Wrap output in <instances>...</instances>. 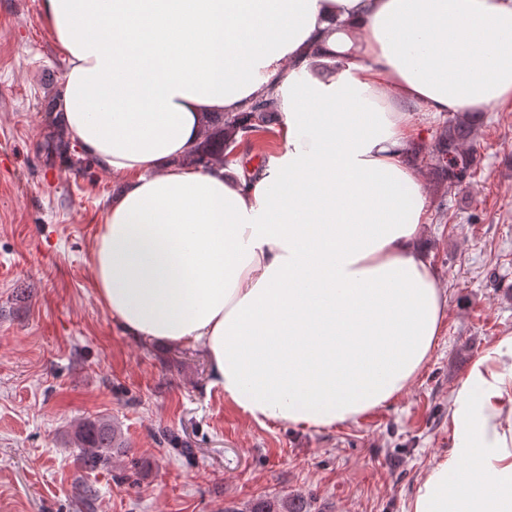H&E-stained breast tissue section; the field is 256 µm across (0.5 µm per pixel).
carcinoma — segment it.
<instances>
[{
  "mask_svg": "<svg viewBox=\"0 0 512 512\" xmlns=\"http://www.w3.org/2000/svg\"><path fill=\"white\" fill-rule=\"evenodd\" d=\"M278 113L271 99L252 104L237 117L228 118L219 113L207 122L206 135L190 154L189 162L198 168H208L224 162L230 149L247 142L248 131L256 127L266 128ZM477 126L475 115L448 117L431 147L435 159V171L448 187L460 188L470 183L477 166V153L472 139ZM46 160L74 149L68 134L58 126H48L40 145ZM72 442L78 448L82 468L90 471L108 470L112 467V455L126 452L121 429L111 420L99 417L81 422L75 429ZM250 512H307L303 504H275L270 501L255 503Z\"/></svg>",
  "mask_w": 512,
  "mask_h": 512,
  "instance_id": "cac0c4a2",
  "label": "carcinoma"
}]
</instances>
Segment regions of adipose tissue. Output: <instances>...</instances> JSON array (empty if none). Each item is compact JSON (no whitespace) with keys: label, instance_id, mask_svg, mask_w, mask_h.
Instances as JSON below:
<instances>
[{"label":"adipose tissue","instance_id":"1","mask_svg":"<svg viewBox=\"0 0 512 512\" xmlns=\"http://www.w3.org/2000/svg\"><path fill=\"white\" fill-rule=\"evenodd\" d=\"M60 122L123 187L93 248L132 338L200 346L249 420L358 423L427 362L448 294L420 240L415 107L512 110V0H41ZM274 98V166L182 159L206 115ZM405 512H512V333L453 389Z\"/></svg>","mask_w":512,"mask_h":512}]
</instances>
